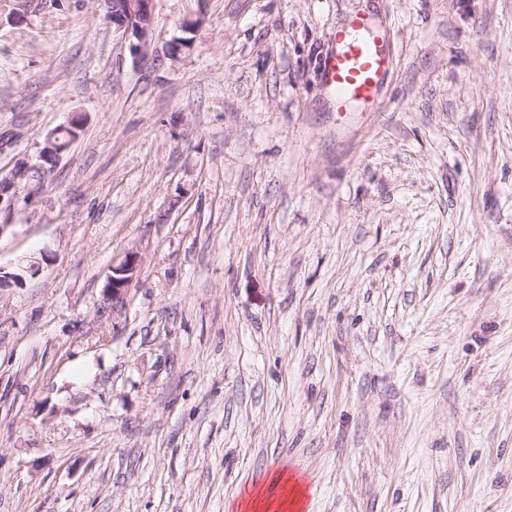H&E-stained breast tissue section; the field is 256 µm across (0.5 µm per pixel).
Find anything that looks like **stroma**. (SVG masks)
<instances>
[{
    "label": "stroma",
    "instance_id": "stroma-1",
    "mask_svg": "<svg viewBox=\"0 0 512 512\" xmlns=\"http://www.w3.org/2000/svg\"><path fill=\"white\" fill-rule=\"evenodd\" d=\"M364 13L393 68L339 113ZM150 42L0 0V179L83 120L0 211V512H512V0H154ZM138 266V255L130 253L118 266H113L112 275L109 276L106 288L112 292L113 299H118L125 288H128L136 275Z\"/></svg>",
    "mask_w": 512,
    "mask_h": 512
}]
</instances>
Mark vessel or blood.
Listing matches in <instances>:
<instances>
[{
	"label": "vessel or blood",
	"mask_w": 512,
	"mask_h": 512,
	"mask_svg": "<svg viewBox=\"0 0 512 512\" xmlns=\"http://www.w3.org/2000/svg\"><path fill=\"white\" fill-rule=\"evenodd\" d=\"M390 68L373 19L356 16L336 32V49L323 63V77L335 96L337 111L352 102L373 103Z\"/></svg>",
	"instance_id": "b4317fda"
}]
</instances>
